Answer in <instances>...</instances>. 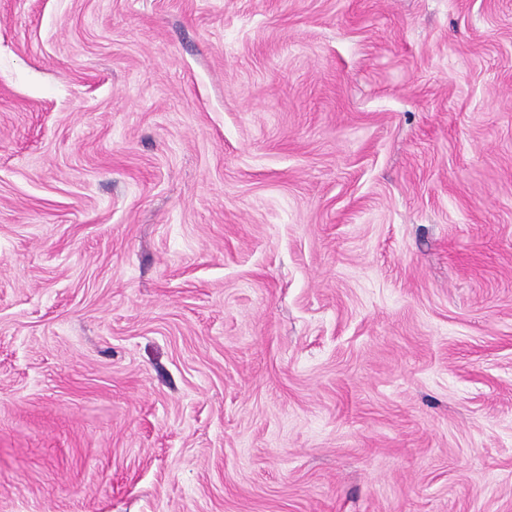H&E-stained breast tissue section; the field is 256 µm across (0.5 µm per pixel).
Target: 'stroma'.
<instances>
[{
  "mask_svg": "<svg viewBox=\"0 0 512 512\" xmlns=\"http://www.w3.org/2000/svg\"><path fill=\"white\" fill-rule=\"evenodd\" d=\"M0 512H512V0H0Z\"/></svg>",
  "mask_w": 512,
  "mask_h": 512,
  "instance_id": "1",
  "label": "stroma"
}]
</instances>
